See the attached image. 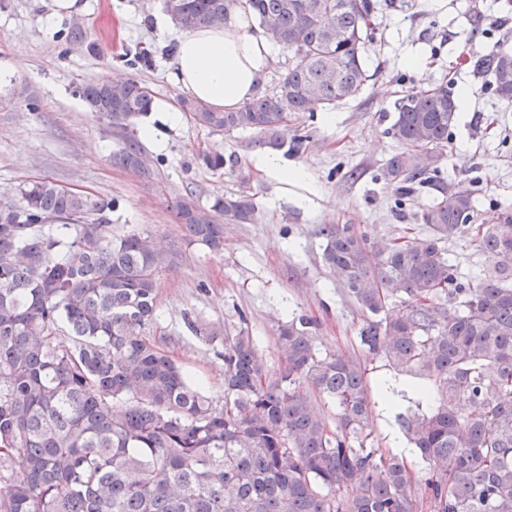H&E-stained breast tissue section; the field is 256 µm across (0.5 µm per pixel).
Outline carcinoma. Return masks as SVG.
<instances>
[{
  "mask_svg": "<svg viewBox=\"0 0 512 512\" xmlns=\"http://www.w3.org/2000/svg\"><path fill=\"white\" fill-rule=\"evenodd\" d=\"M294 63L272 92L234 112L182 101L211 133L253 130L279 150L288 118L358 96L377 6L394 0H249ZM184 30L224 24L226 0H165ZM512 102V51L474 61ZM79 95L122 131L152 111L135 78L87 83ZM388 135L401 151L379 178L398 195L429 179L448 147L457 101L440 86L407 93ZM113 164L148 165L128 137ZM199 163L233 169L235 154ZM0 205V512H512V210L474 226L475 193L443 192L424 208L426 237L371 245L351 224H324L322 261L360 312L368 350L433 381V413L399 415L429 467L417 482L402 458L364 447L371 398L365 368L318 356L312 322L278 327L287 360L272 376L249 331L224 337V404L213 405L155 338L157 275L177 252L149 234L112 235L105 203L35 181ZM185 239L219 253L224 227L253 224L242 193L175 203ZM467 236L485 257L458 281L441 243ZM304 383L338 407L329 431Z\"/></svg>",
  "mask_w": 512,
  "mask_h": 512,
  "instance_id": "1",
  "label": "carcinoma"
}]
</instances>
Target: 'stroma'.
<instances>
[{
    "instance_id": "1",
    "label": "stroma",
    "mask_w": 512,
    "mask_h": 512,
    "mask_svg": "<svg viewBox=\"0 0 512 512\" xmlns=\"http://www.w3.org/2000/svg\"><path fill=\"white\" fill-rule=\"evenodd\" d=\"M77 3V12L54 18L51 0H0V64L13 68L0 82V200L18 201L23 185L48 179L106 202L102 217L113 233L146 232L176 249V265L159 275L156 338L214 404L224 402V342L205 335L203 325H246L277 375L285 368L279 326L295 317L314 320L319 355L345 354L365 366L373 445L397 453L405 439L397 416L433 410L436 400L425 392L430 382L393 371L362 344L366 318L324 266L319 230L351 224L374 244L424 236L418 215L441 188L456 185L474 189L476 223H497L512 209V103L500 100L491 76L471 65L492 46L512 43V0H396L395 8L378 13L365 45L370 79L362 94L289 119L279 155L306 169L304 186L281 184L256 167L254 133L212 134L187 115L171 123L165 108L182 100L170 79L180 29L164 0ZM135 49L151 53V67L123 65ZM412 54L423 58V71L406 67ZM106 71L136 77L153 94L154 110L133 128L148 173L113 165L123 136L78 93ZM439 85L454 94L467 89L463 117L449 131L432 182L396 205L392 186L376 178L400 149L387 133L395 104L405 93ZM211 149L235 153L239 166L202 167L197 156ZM239 191L254 194L257 220L226 226L222 253L184 238L177 198ZM304 194L310 205H300Z\"/></svg>"
}]
</instances>
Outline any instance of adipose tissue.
<instances>
[{
	"label": "adipose tissue",
	"mask_w": 512,
	"mask_h": 512,
	"mask_svg": "<svg viewBox=\"0 0 512 512\" xmlns=\"http://www.w3.org/2000/svg\"><path fill=\"white\" fill-rule=\"evenodd\" d=\"M273 55L247 0H228L223 26L178 36L171 78L190 99L232 112L259 91Z\"/></svg>",
	"instance_id": "adipose-tissue-1"
}]
</instances>
